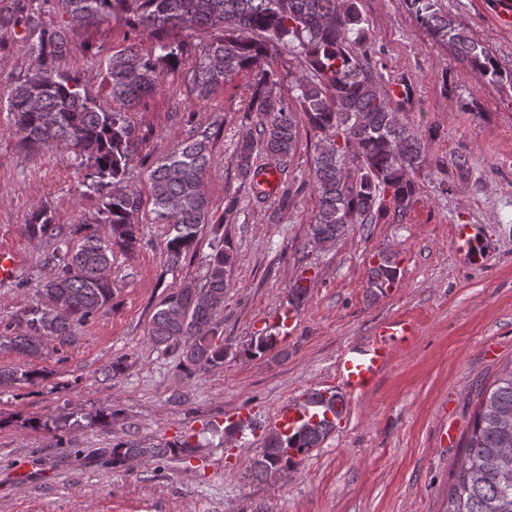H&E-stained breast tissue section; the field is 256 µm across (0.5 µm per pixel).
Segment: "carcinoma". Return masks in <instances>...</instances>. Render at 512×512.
<instances>
[{
    "mask_svg": "<svg viewBox=\"0 0 512 512\" xmlns=\"http://www.w3.org/2000/svg\"><path fill=\"white\" fill-rule=\"evenodd\" d=\"M411 11L436 41L451 45L490 82L512 77L498 67L488 49L456 20L444 13L440 0H406ZM63 9L80 23L128 22L134 38L104 59L111 105L80 91L78 81L55 66L69 53L73 32L46 26L34 12L22 18L23 47L31 73L16 78L8 94L9 130L34 149L64 145L86 167L83 186L100 206L91 221L65 228L53 223L44 206L25 225L28 239L46 242L54 274L37 293L45 298L24 309L17 325L0 330V355L12 352L39 358L49 346L70 345L78 327L112 302L114 288L106 273L114 249L133 252L142 245L135 216L143 198L121 187L141 138L130 113L154 94L165 75L193 53L184 72L191 96L204 103L217 98L224 84L248 72L247 111L259 115L242 132L234 150L238 176L252 193L265 196L258 176L264 155L276 169L295 155L297 112L274 95L277 85L269 62V46L279 45L295 56L302 75L294 86L309 124L321 133L310 168L309 185L318 210L308 227L309 242L332 244L355 224H374L393 210L403 216L415 194L414 175L427 162L428 148L420 134L398 117L395 90L367 55L365 20L357 0H61ZM176 28L218 30L204 44L175 41ZM152 41L151 50L141 39ZM213 132L196 128L175 150L159 159L148 176L153 223L169 226L165 245L168 265L178 266L193 250L198 229L213 223L203 176L211 164ZM374 287L391 288L398 265L389 253L377 254ZM234 264L232 249L220 243L206 259V275L170 289L159 302L148 331L150 342L180 350L179 367L188 374L198 368L224 365L220 315L227 273ZM279 344L277 336L261 334L245 354L262 356ZM41 372L31 367L0 368V387L32 384ZM335 429L326 419L302 422L292 433L271 431L261 458L254 462L260 477L286 473L320 447ZM191 444L145 445L123 442L104 450L105 463L124 465L133 458L156 461L186 455ZM465 454L448 489L445 512H512V368L503 371L482 394Z\"/></svg>",
    "mask_w": 512,
    "mask_h": 512,
    "instance_id": "cac0c4a2",
    "label": "carcinoma"
}]
</instances>
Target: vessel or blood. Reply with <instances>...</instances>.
<instances>
[{
	"mask_svg": "<svg viewBox=\"0 0 512 512\" xmlns=\"http://www.w3.org/2000/svg\"><path fill=\"white\" fill-rule=\"evenodd\" d=\"M484 7L498 27L512 29V0H484ZM453 239L456 251L464 262L475 266L484 263L485 255L471 225H454ZM418 332L413 320L391 318L378 325L372 339L366 344L347 349L340 355L337 371L341 391L335 401L337 418H344L348 396L367 392L379 382L391 363L395 346L410 343ZM316 409L313 403H284L277 412L276 426L282 432L292 431L301 417L310 416Z\"/></svg>",
	"mask_w": 512,
	"mask_h": 512,
	"instance_id": "b4317fda",
	"label": "vessel or blood"
}]
</instances>
